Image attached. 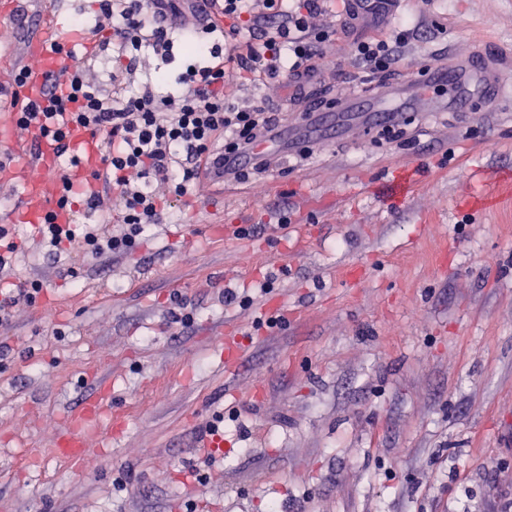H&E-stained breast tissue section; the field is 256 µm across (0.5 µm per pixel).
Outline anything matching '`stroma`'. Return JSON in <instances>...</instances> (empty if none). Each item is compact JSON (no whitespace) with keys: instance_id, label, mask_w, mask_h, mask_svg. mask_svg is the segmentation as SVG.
<instances>
[{"instance_id":"1","label":"stroma","mask_w":512,"mask_h":512,"mask_svg":"<svg viewBox=\"0 0 512 512\" xmlns=\"http://www.w3.org/2000/svg\"><path fill=\"white\" fill-rule=\"evenodd\" d=\"M0 14V78L35 65L37 15ZM406 58L373 75L350 55L304 87L237 89L280 126L309 125L361 83L413 86L399 135L352 120L300 158L225 186L199 180L129 255L61 277L38 248L16 260L44 294L0 332V512H512V0H400ZM99 0H72L61 37L109 88ZM151 52L136 83L176 92L197 59ZM477 57L488 91L460 106L419 71ZM289 216L286 227L278 220ZM261 224L240 240L223 226ZM273 291L259 293L263 278ZM253 289L248 308L225 289ZM190 327L173 322L178 304ZM282 314L274 329L255 319ZM242 356L224 365L221 339ZM104 403L80 464L56 442ZM223 446L199 442L216 414Z\"/></svg>"}]
</instances>
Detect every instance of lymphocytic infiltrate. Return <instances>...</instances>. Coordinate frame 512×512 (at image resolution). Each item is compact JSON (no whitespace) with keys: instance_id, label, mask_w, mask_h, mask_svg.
<instances>
[{"instance_id":"lymphocytic-infiltrate-1","label":"lymphocytic infiltrate","mask_w":512,"mask_h":512,"mask_svg":"<svg viewBox=\"0 0 512 512\" xmlns=\"http://www.w3.org/2000/svg\"><path fill=\"white\" fill-rule=\"evenodd\" d=\"M325 0H224V32L240 56L223 61V49L182 74L178 93L158 95L132 86L135 51L168 52L174 40L194 45L198 31L185 24L173 29L168 19L182 14L187 0H101V13L112 33V94L86 80L74 65L64 85H51L42 98L15 111L14 123L36 128L39 136L68 153L69 130L81 127L102 143L105 183L101 194L86 198L84 212L95 222L57 223L54 213L33 225L30 236L52 257L63 274L75 276L77 260L132 253L145 225L159 223L173 200L222 156L250 150L268 137L273 119L258 103L239 104L234 90L285 73L300 80L327 66L328 45L347 41L351 55L374 72L400 63L408 41L406 21L374 35L349 40L354 13L333 27H317L315 15ZM116 198L111 215L108 198ZM112 231H105V223ZM25 248L15 233L0 227V329L9 328L19 305L39 299L40 281H13L12 259Z\"/></svg>"}]
</instances>
